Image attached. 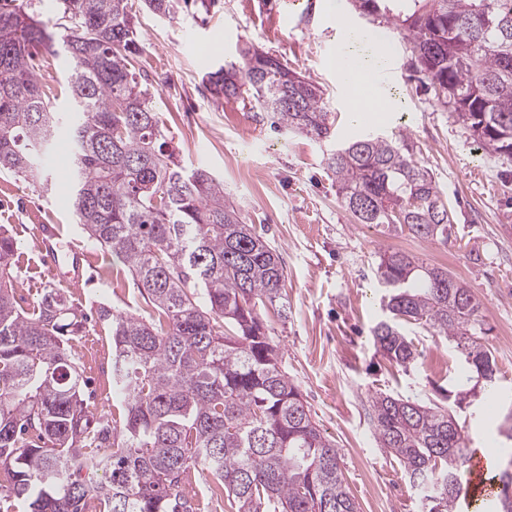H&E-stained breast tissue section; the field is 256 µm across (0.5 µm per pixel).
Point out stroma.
Wrapping results in <instances>:
<instances>
[{"label":"stroma","instance_id":"obj_1","mask_svg":"<svg viewBox=\"0 0 512 512\" xmlns=\"http://www.w3.org/2000/svg\"><path fill=\"white\" fill-rule=\"evenodd\" d=\"M141 53L136 68L149 104L163 121L176 161L223 180L243 220L279 252L285 272V312L262 310L279 347L280 367L299 385L315 420L342 457V471L360 512H419L407 476L378 446L367 414L370 396L386 392L428 401L454 389L464 361L446 337L416 325L405 332L419 352L406 368L377 353L371 329L384 294L376 278L383 250L419 256L477 295L497 364L496 401L473 399L458 413L472 448L507 456L512 441L499 427L512 411V158L483 149L451 109L441 106L413 64L399 21L376 23L351 0H188L170 16H158L142 0H128ZM385 36L391 75L384 90L396 112L366 126L371 135L409 137L417 163L431 172L453 213L448 243L409 232L356 223L336 193L327 168L330 144L274 129L241 100L213 96L205 73L235 57L239 44L263 51L325 91L336 139L356 138L345 91L336 74L344 24ZM44 92L61 114L57 142L67 141L71 103L65 88L74 71L63 57L46 56L39 68ZM51 191L0 169V225L19 245L15 297L30 307L46 284L60 285L34 246L40 224L59 225L62 241L84 254L86 275L66 289L70 303L89 310L104 300L140 312L144 301L128 270L88 239L70 205L67 169L55 167ZM94 343L101 371L85 370L90 394L108 378L112 336L90 324L74 343L83 354Z\"/></svg>","mask_w":512,"mask_h":512}]
</instances>
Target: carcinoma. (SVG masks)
I'll return each instance as SVG.
<instances>
[{
  "instance_id": "carcinoma-1",
  "label": "carcinoma",
  "mask_w": 512,
  "mask_h": 512,
  "mask_svg": "<svg viewBox=\"0 0 512 512\" xmlns=\"http://www.w3.org/2000/svg\"><path fill=\"white\" fill-rule=\"evenodd\" d=\"M372 16L402 20L437 102L452 107L485 149L512 156V0H354ZM60 35L26 0L0 8V167L46 189L59 124L32 61L63 51L68 95L69 185L88 238L129 271L146 315L96 308L112 333V390L123 421L90 418L71 342L87 314L43 289L32 310L14 297L17 242L0 225V502L27 512H198L190 470L215 476L234 512H359L335 441L299 386L279 367L260 311L281 304L277 250L203 169L174 161L160 117L132 71L140 45L128 0H63ZM212 94L251 99L276 126L332 137L322 87L253 45L207 73ZM344 206L360 224L408 229L448 242L453 216L407 139L359 137L328 157ZM385 317L376 351L408 367L419 357L404 323L446 336L465 357L467 383L452 403L422 405L379 392L369 416L420 512H454L471 455L454 415L497 366L484 343L474 293L414 254L385 250L377 265ZM497 512H512V455L496 460Z\"/></svg>"
}]
</instances>
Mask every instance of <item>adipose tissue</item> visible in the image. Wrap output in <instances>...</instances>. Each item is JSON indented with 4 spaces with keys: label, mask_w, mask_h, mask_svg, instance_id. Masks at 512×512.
Instances as JSON below:
<instances>
[{
    "label": "adipose tissue",
    "mask_w": 512,
    "mask_h": 512,
    "mask_svg": "<svg viewBox=\"0 0 512 512\" xmlns=\"http://www.w3.org/2000/svg\"><path fill=\"white\" fill-rule=\"evenodd\" d=\"M343 53L346 63L342 75L351 102L352 124H361L365 113L391 111L390 100L378 94L372 85L373 76L389 64L374 39L353 26H346Z\"/></svg>",
    "instance_id": "1"
}]
</instances>
